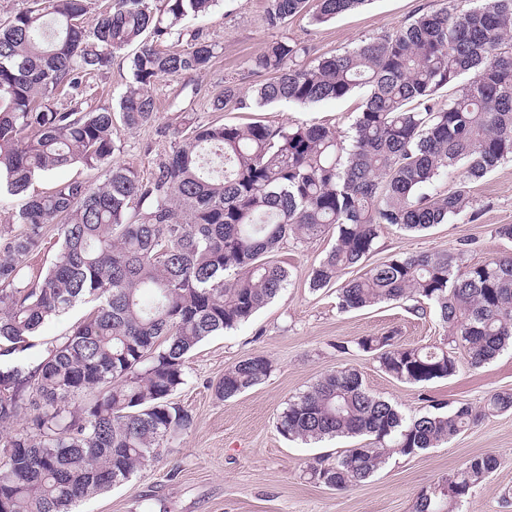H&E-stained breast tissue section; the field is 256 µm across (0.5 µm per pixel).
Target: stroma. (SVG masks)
Listing matches in <instances>:
<instances>
[{
	"label": "stroma",
	"instance_id": "stroma-1",
	"mask_svg": "<svg viewBox=\"0 0 512 512\" xmlns=\"http://www.w3.org/2000/svg\"><path fill=\"white\" fill-rule=\"evenodd\" d=\"M451 3L467 9L472 0H370L364 8L324 24L297 15L272 29L264 21L265 0H218L209 15L184 22L179 40L185 47L197 35L215 44L211 65L193 75L161 77L153 89L158 105L154 122L139 129L115 125L113 161L150 179L172 150L174 130L190 121L307 123L347 131L365 90L342 101L272 104L256 112H216L211 101L225 83L243 90L255 84L250 61L272 40L304 43L314 59L330 56ZM128 67L126 55L120 54L109 72L87 76L88 106H117L129 81ZM502 224H512L511 161L472 182L466 212L448 223L415 234L384 226L369 260L376 263L396 253L454 252L467 239L471 246L466 262L480 263L512 252V242L495 233ZM334 242V234L327 233L274 253V261L291 271L286 288L249 323L205 339L189 360L187 382L172 400L191 414V428L175 436L163 457L146 470L84 499L76 512H412L421 490L437 485L470 457L487 452L498 456L500 466L471 490L462 510L512 512V497L501 496L503 489H512V411L485 417L438 447L393 457L373 477L347 491L313 482L307 466L315 457L356 446V439L307 445L278 433L277 416L288 400L341 366L358 369L370 392L409 417L424 413L430 397L480 409L491 394L512 391V350L477 369L469 366L465 354H458L456 376L421 388L397 381L381 370L374 356L351 347L355 338L392 329L406 344L436 343L444 330L434 316L415 317L404 302L343 313L335 288L310 290L309 276ZM254 354L270 360V375L235 398L219 399L213 386L225 369Z\"/></svg>",
	"mask_w": 512,
	"mask_h": 512
}]
</instances>
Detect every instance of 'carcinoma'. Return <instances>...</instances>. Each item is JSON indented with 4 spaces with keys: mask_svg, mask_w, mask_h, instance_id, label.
I'll list each match as a JSON object with an SVG mask.
<instances>
[{
    "mask_svg": "<svg viewBox=\"0 0 512 512\" xmlns=\"http://www.w3.org/2000/svg\"><path fill=\"white\" fill-rule=\"evenodd\" d=\"M216 0H112L89 19L90 0H35L0 27V196L25 195L32 180L75 164L108 167L99 184L72 179L28 197L0 237V512H70L83 499L131 478L192 425L170 396L209 336L233 330L288 283L265 256L330 231L336 242L313 269L309 287L340 283L342 312L410 301L434 314L442 342L400 343L397 332L353 340L386 373L422 386L456 374L453 349L474 368L512 346V254L465 266L469 241L446 250L366 264L384 225L418 233L445 224L469 204V182L512 160V0L444 8L342 54L305 62L309 48L276 40L251 59L263 80L243 91L224 86L215 111L310 105L367 91L342 133L323 125L187 123L156 174L141 179L111 164L115 119L138 129L156 118L153 87L163 76L207 69L215 45L159 44ZM368 0H266L271 28L299 14L328 22ZM130 80L119 113L83 111V79L112 69L131 46ZM270 78H264V75ZM471 78L460 83L462 76ZM453 88L448 96L443 88ZM71 96L63 110L57 91ZM465 165L451 190L438 184ZM60 246L46 271L28 258L45 228ZM361 268L352 279L342 271ZM94 307L59 344L39 346L38 331L76 304ZM271 371L264 355L224 370L215 394L231 399ZM81 400L74 408L72 402ZM408 418L371 393L352 367L327 372L289 400L277 421L288 440L368 437L309 465L314 481L339 491L373 476L393 456L448 442L487 415L512 410V392L481 410L459 402ZM499 467L492 453L468 459L421 491L414 512H461L469 491Z\"/></svg>",
    "mask_w": 512,
    "mask_h": 512,
    "instance_id": "carcinoma-1",
    "label": "carcinoma"
}]
</instances>
